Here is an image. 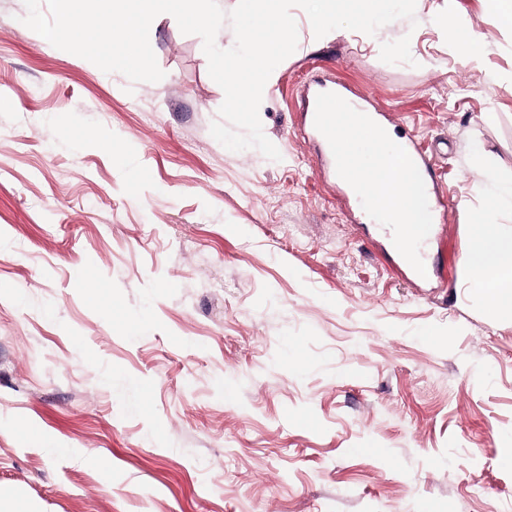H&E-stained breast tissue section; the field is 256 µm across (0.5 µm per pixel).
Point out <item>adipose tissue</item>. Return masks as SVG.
<instances>
[{"label":"adipose tissue","instance_id":"adipose-tissue-1","mask_svg":"<svg viewBox=\"0 0 512 512\" xmlns=\"http://www.w3.org/2000/svg\"><path fill=\"white\" fill-rule=\"evenodd\" d=\"M336 141L349 161L347 180L367 186L374 194L388 193L399 201L389 213V223L407 228L410 237L424 239L428 211L416 174L405 167H394L393 152L400 139L391 128L370 136L367 129L336 128ZM475 246L466 260L470 281L482 288L491 310H512V233L500 232L495 225L473 227Z\"/></svg>","mask_w":512,"mask_h":512}]
</instances>
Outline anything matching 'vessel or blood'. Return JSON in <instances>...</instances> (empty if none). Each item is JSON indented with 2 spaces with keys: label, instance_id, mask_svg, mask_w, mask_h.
<instances>
[{
  "label": "vessel or blood",
  "instance_id": "vessel-or-blood-1",
  "mask_svg": "<svg viewBox=\"0 0 512 512\" xmlns=\"http://www.w3.org/2000/svg\"><path fill=\"white\" fill-rule=\"evenodd\" d=\"M313 98L317 110L308 116V131L315 141L316 153L330 167H342L344 159L336 149L332 127L340 122L360 127L375 121L376 115L365 107L362 99L348 96L341 87L320 86L314 91ZM397 154L405 166L418 169L425 185L429 210L439 218H446L448 204L439 188L437 170L423 148L408 140L400 145ZM385 232L391 238L394 253L407 271L414 278H425L426 246L411 241L402 227L389 225Z\"/></svg>",
  "mask_w": 512,
  "mask_h": 512
}]
</instances>
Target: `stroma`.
Instances as JSON below:
<instances>
[{
	"label": "stroma",
	"mask_w": 512,
	"mask_h": 512,
	"mask_svg": "<svg viewBox=\"0 0 512 512\" xmlns=\"http://www.w3.org/2000/svg\"><path fill=\"white\" fill-rule=\"evenodd\" d=\"M26 13L0 0V416L34 437L0 429V512H512V313L465 271L473 224L512 232L490 191L512 29L487 0L320 39L293 8L259 109L278 162L212 137L224 93L173 16L149 34L163 79L133 83ZM316 78L432 144L427 279L301 136Z\"/></svg>",
	"instance_id": "stroma-1"
}]
</instances>
